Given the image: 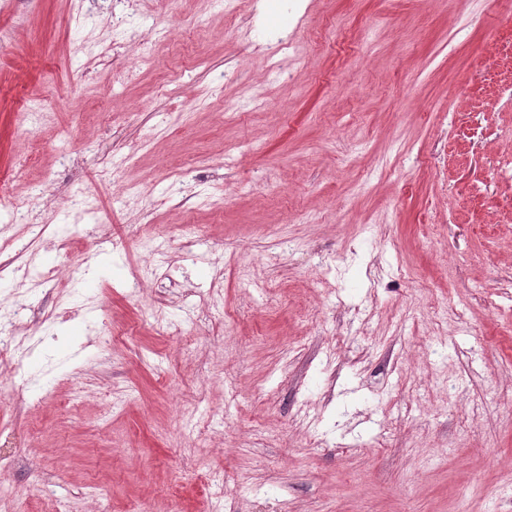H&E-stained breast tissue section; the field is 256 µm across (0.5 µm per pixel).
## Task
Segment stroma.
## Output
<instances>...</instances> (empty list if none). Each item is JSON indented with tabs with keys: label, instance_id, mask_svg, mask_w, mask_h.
<instances>
[{
	"label": "stroma",
	"instance_id": "obj_1",
	"mask_svg": "<svg viewBox=\"0 0 512 512\" xmlns=\"http://www.w3.org/2000/svg\"><path fill=\"white\" fill-rule=\"evenodd\" d=\"M236 7L0 0V512H512V0ZM26 280H20L14 285L13 302L11 307L0 313V358L7 359L16 348L15 326L25 310V298L29 291Z\"/></svg>",
	"mask_w": 512,
	"mask_h": 512
}]
</instances>
